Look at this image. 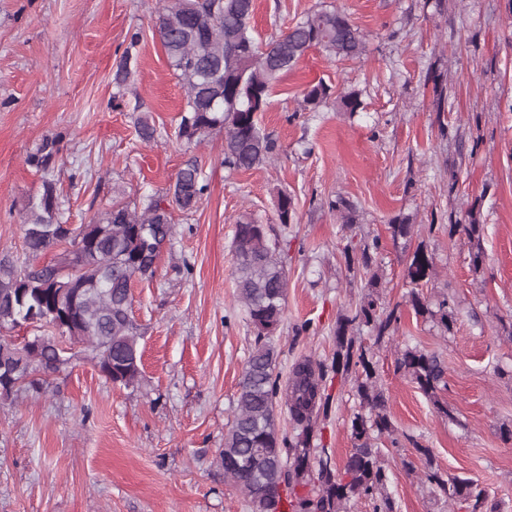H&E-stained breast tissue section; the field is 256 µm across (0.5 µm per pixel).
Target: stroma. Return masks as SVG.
<instances>
[{"mask_svg":"<svg viewBox=\"0 0 512 512\" xmlns=\"http://www.w3.org/2000/svg\"><path fill=\"white\" fill-rule=\"evenodd\" d=\"M161 6L0 0V256L24 261L21 216L44 177L71 224L98 220L116 195L139 203L166 194L189 160L208 183L195 212H174L153 277L134 283L138 384L112 383L79 355L49 374L44 392L0 401V512H250L219 459L256 336L234 280L232 241L246 213L270 225L288 273L270 338L280 388L296 362H330L336 318L364 293L352 273L360 253L348 245L378 238L382 299L400 315L393 340L374 349L403 441L397 451L382 445L396 512H454L430 492V463L478 480L493 512H512V440L500 433L512 422V376L495 371L512 367L501 329L512 317V0H256L258 41L323 7L351 18L367 52L345 62L306 53L259 115L279 155L249 171L225 168L221 132L197 146L178 137L185 92L153 26ZM128 51L137 64L119 85L114 74ZM318 82L336 95L358 92L360 109L299 111L303 91ZM141 116L157 127V141L138 138ZM49 139L59 153L46 176L34 160ZM281 190L295 202L288 225L276 212ZM339 196L355 207L353 228L328 207ZM472 206L484 225L477 270L468 244L448 236ZM399 215L412 218V237L392 238L389 222ZM421 243L436 268L423 294L453 296V332L415 316L406 301V262ZM408 344L446 361L439 397L456 422L397 371V350ZM331 392L312 443L340 465L358 402L350 386Z\"/></svg>","mask_w":512,"mask_h":512,"instance_id":"stroma-1","label":"stroma"}]
</instances>
